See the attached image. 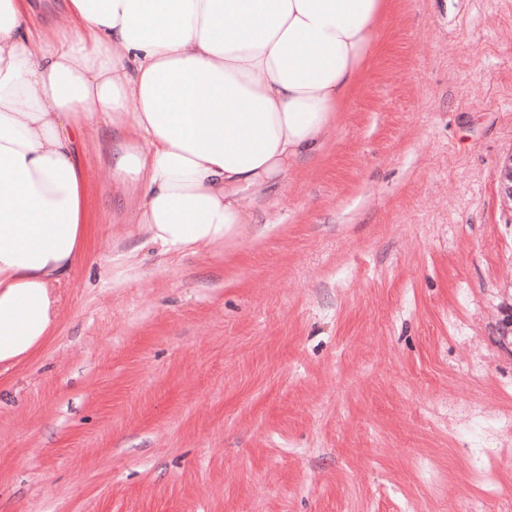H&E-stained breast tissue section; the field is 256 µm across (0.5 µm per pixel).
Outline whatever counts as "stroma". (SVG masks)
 <instances>
[{"mask_svg":"<svg viewBox=\"0 0 512 512\" xmlns=\"http://www.w3.org/2000/svg\"><path fill=\"white\" fill-rule=\"evenodd\" d=\"M77 150L85 253L0 364V512H512V0H389L320 154L198 254Z\"/></svg>","mask_w":512,"mask_h":512,"instance_id":"obj_1","label":"stroma"}]
</instances>
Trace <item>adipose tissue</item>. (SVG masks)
<instances>
[{
	"instance_id": "adipose-tissue-1",
	"label": "adipose tissue",
	"mask_w": 512,
	"mask_h": 512,
	"mask_svg": "<svg viewBox=\"0 0 512 512\" xmlns=\"http://www.w3.org/2000/svg\"><path fill=\"white\" fill-rule=\"evenodd\" d=\"M57 36L0 0V364L49 336L88 233L77 140L130 147L134 221L195 254L247 221L245 190L315 158L376 49L384 0H68ZM136 111H128V104ZM145 144L142 152L134 144Z\"/></svg>"
}]
</instances>
